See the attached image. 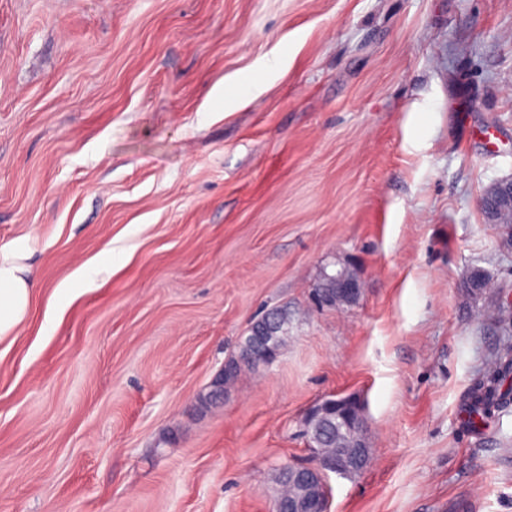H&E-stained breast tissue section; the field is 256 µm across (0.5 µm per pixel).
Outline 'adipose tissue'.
<instances>
[{"label": "adipose tissue", "instance_id": "obj_1", "mask_svg": "<svg viewBox=\"0 0 512 512\" xmlns=\"http://www.w3.org/2000/svg\"><path fill=\"white\" fill-rule=\"evenodd\" d=\"M19 259L16 252L0 255V338L12 334L27 312L32 283Z\"/></svg>", "mask_w": 512, "mask_h": 512}]
</instances>
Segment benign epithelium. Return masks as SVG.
<instances>
[{
  "instance_id": "obj_1",
  "label": "benign epithelium",
  "mask_w": 512,
  "mask_h": 512,
  "mask_svg": "<svg viewBox=\"0 0 512 512\" xmlns=\"http://www.w3.org/2000/svg\"><path fill=\"white\" fill-rule=\"evenodd\" d=\"M480 208L486 216V223L501 224L512 218V178L501 179L490 186L481 196ZM320 279L336 280V297L324 298L328 305L333 303L348 306L357 305L363 295L362 282L354 270L339 266L334 270L322 269ZM278 326L257 320L249 327L244 351L249 353L257 347L263 348L264 361L270 365L277 359L276 337ZM202 398L212 404L224 399V373H219ZM360 405L356 398L346 397L342 401L324 398L308 408L303 417V432L315 421L333 425L338 418L350 435L349 443L329 454L309 443L308 450L313 458L310 465L287 464L277 474V482L289 483L296 494L288 499L284 512H328L327 477L334 473L348 476L364 472L372 464L373 452L368 437L367 425L359 416Z\"/></svg>"
}]
</instances>
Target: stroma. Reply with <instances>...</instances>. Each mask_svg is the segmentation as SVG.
Here are the masks:
<instances>
[{
	"label": "stroma",
	"mask_w": 512,
	"mask_h": 512,
	"mask_svg": "<svg viewBox=\"0 0 512 512\" xmlns=\"http://www.w3.org/2000/svg\"><path fill=\"white\" fill-rule=\"evenodd\" d=\"M507 177L512 0H0V251L39 282L0 340V512H273L347 395L374 461L329 512H512V403L464 416L512 336L479 207ZM336 261L362 299L317 309ZM280 305L278 359L199 409Z\"/></svg>",
	"instance_id": "1"
}]
</instances>
